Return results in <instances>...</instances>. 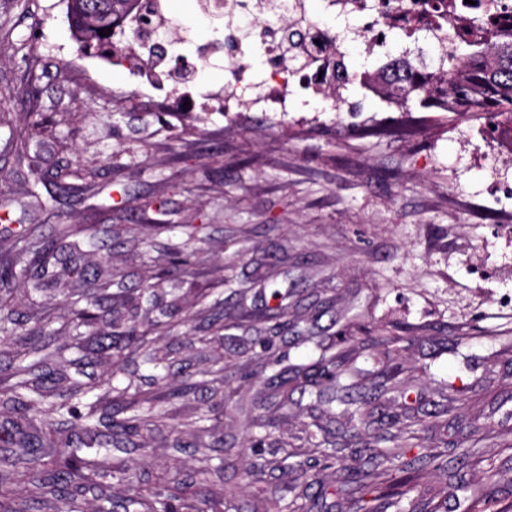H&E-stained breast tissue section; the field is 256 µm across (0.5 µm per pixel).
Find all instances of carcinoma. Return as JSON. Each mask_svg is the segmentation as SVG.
I'll use <instances>...</instances> for the list:
<instances>
[{
  "instance_id": "1",
  "label": "carcinoma",
  "mask_w": 512,
  "mask_h": 512,
  "mask_svg": "<svg viewBox=\"0 0 512 512\" xmlns=\"http://www.w3.org/2000/svg\"><path fill=\"white\" fill-rule=\"evenodd\" d=\"M72 37L80 45L102 42L98 30L111 28L124 18L128 0H99L92 13L86 0H65ZM463 5H448V12L435 16L430 32L459 27L451 43H442L435 69L425 70L407 55L390 58L361 78L377 84L383 93L407 110L410 100L424 110L451 112L460 118H506L512 126V26L496 21L512 9L507 0H473L471 15L458 11ZM18 99L27 104V125L44 123L39 98L32 85ZM4 100L0 128L9 129L0 150L19 164L29 163L38 173L31 154L27 129L14 126ZM64 192L98 184L95 168L63 164L54 174ZM192 236L170 238L162 254L177 265L193 254ZM7 260L0 264V412L7 420L0 426V512H205L206 497L220 494L225 503L237 498L235 485L225 475L228 464L213 455V416L234 400L224 364L216 361L200 381L166 384L173 375L176 357L159 343L187 322L189 314L158 303V287L166 273L153 246L135 250L141 274L139 295L129 297L121 316L104 302L110 289L124 286L117 274H88L84 259L112 245L100 240L85 224L60 223L46 236L29 226L0 238ZM21 291H13V283ZM50 288L64 292L68 315L59 316L42 301ZM197 316L205 323L203 334L193 337L201 349L213 348L231 339L234 317L225 314L223 302L209 300L201 292L196 299ZM65 338L60 343L58 339ZM277 336L252 338L265 360L268 397L319 389L310 403L316 422L305 429L301 443L270 441L276 417L243 404L249 419L256 461L244 479L260 485L276 512H331L328 500L346 498L353 512H448V501L468 503L466 512H477L496 493L491 482L461 483L439 499L431 487L432 474L448 470V449L428 448L418 432L434 419L433 426L448 428L444 411L434 408L423 418L379 401L399 391L398 365L383 368L386 381L361 391V369L343 368L341 347L356 341L344 332L325 346L306 336L297 342L304 351L297 356L282 349ZM365 340L397 350L404 337L383 329ZM121 353L123 365L106 378L86 371L93 356ZM206 394L204 407L187 415L181 432L192 435L191 444L173 435L168 404L191 393ZM336 406V422L342 430L343 447L326 439L318 422L325 407ZM366 434L362 448L350 447L352 438ZM161 438V447L172 454L191 450L196 460L192 472L179 476L153 475L128 468L115 453L133 450L146 453L149 442ZM340 468L339 481L325 482V471Z\"/></svg>"
}]
</instances>
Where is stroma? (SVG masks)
<instances>
[{
	"instance_id": "obj_1",
	"label": "stroma",
	"mask_w": 512,
	"mask_h": 512,
	"mask_svg": "<svg viewBox=\"0 0 512 512\" xmlns=\"http://www.w3.org/2000/svg\"><path fill=\"white\" fill-rule=\"evenodd\" d=\"M166 39L174 52L199 53L202 70L185 76L161 61L152 82L99 51L83 53L72 39L64 0H0V98L35 83L47 123L34 136L43 183L0 153V231L23 225L86 224L115 227L120 246L88 256L86 265L121 273L135 286L140 243H162L173 225H190L194 257L174 276L161 303L193 310L196 293L209 291L225 306L236 300L221 281L250 288L261 310L277 307L272 290L286 293L294 325L279 344L298 336L334 341L353 314L361 333L392 325L409 343L392 354L416 390L432 394L448 381L467 395L485 397L480 417L455 410L449 432L452 457L484 456L492 470L451 469L432 484L446 492L459 482L495 477L512 489L494 431L512 430V349L474 343L439 348L433 329L458 335L462 326L512 329V141L490 124L458 121L444 112H386L378 98L351 82L335 109L320 95L300 92L297 111L265 115L212 111L224 88V18L199 0H165ZM192 112H185L184 103ZM205 117V134L186 130L188 114ZM105 166L125 185L131 202L115 209L106 195L58 194L49 173L61 161ZM272 269L273 289L259 278ZM269 321L245 322L243 342L213 351L192 348L194 328L161 337L178 353L182 380L202 379L214 361H264L252 336ZM491 436L473 442L470 423ZM217 435L233 438L234 470L255 457L247 446L246 416L226 404ZM128 466L154 472H191V453L171 456L153 448L133 451Z\"/></svg>"
}]
</instances>
